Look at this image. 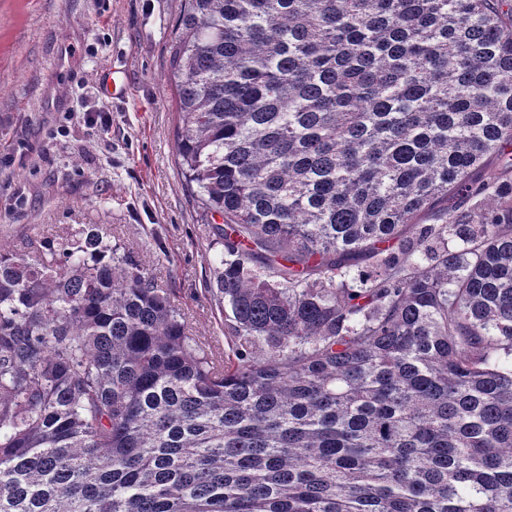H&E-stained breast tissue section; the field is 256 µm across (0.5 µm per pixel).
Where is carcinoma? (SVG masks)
Here are the masks:
<instances>
[{"label": "carcinoma", "instance_id": "carcinoma-1", "mask_svg": "<svg viewBox=\"0 0 512 512\" xmlns=\"http://www.w3.org/2000/svg\"><path fill=\"white\" fill-rule=\"evenodd\" d=\"M170 69L224 363L98 225L1 252L0 512H512V0H187Z\"/></svg>", "mask_w": 512, "mask_h": 512}]
</instances>
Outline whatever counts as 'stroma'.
Returning <instances> with one entry per match:
<instances>
[{
  "label": "stroma",
  "mask_w": 512,
  "mask_h": 512,
  "mask_svg": "<svg viewBox=\"0 0 512 512\" xmlns=\"http://www.w3.org/2000/svg\"><path fill=\"white\" fill-rule=\"evenodd\" d=\"M181 0H0V251L61 242L87 224L138 260L192 333L224 357L223 253L175 154L177 92L169 46ZM119 68L112 129L92 134L70 108Z\"/></svg>",
  "instance_id": "stroma-1"
}]
</instances>
